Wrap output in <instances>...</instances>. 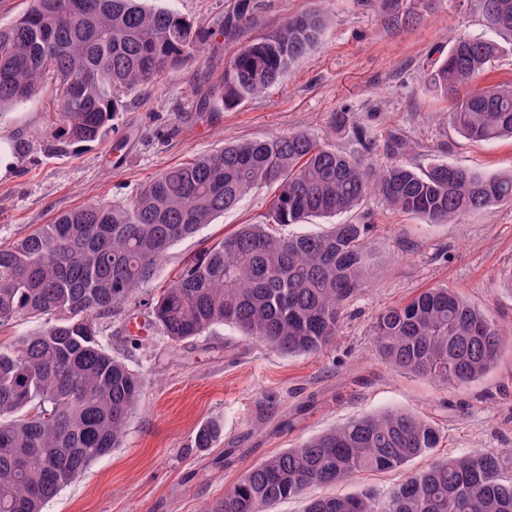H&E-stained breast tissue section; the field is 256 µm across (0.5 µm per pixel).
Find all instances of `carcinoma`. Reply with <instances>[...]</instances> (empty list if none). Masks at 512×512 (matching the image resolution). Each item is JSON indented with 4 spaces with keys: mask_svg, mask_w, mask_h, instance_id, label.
<instances>
[{
    "mask_svg": "<svg viewBox=\"0 0 512 512\" xmlns=\"http://www.w3.org/2000/svg\"><path fill=\"white\" fill-rule=\"evenodd\" d=\"M480 7L489 27L512 36V0H480ZM381 11L392 27L416 21L404 0H381ZM257 22L253 0H237L224 17V39L242 40L224 68L226 105L279 84L322 30L319 15L308 13L245 39ZM202 34L146 0H29L19 19L0 27V108L32 98L49 75L50 149L99 140L122 94L146 91L166 68L194 58ZM498 52L494 41L458 37L427 71L433 90L451 102L448 123L471 140L512 138V84L477 85ZM357 137L359 155L302 131L226 145L163 170L125 204L87 203L0 247V328L22 317L46 320L18 348L0 350V512H42L119 447L143 381L107 351L96 319L148 285L174 243L252 190L275 187L265 221L204 248L155 299V324L176 346L223 326L288 354L321 352L335 341L342 311L368 274V225L292 237L276 226L350 212L371 191L435 224L512 203V173L485 175L431 154L402 161L411 146L397 134L385 143L396 160L377 166L373 142ZM372 336L394 369L457 386L483 378L506 343L495 323L446 287L383 310ZM221 433L205 425L196 447H212ZM439 442L438 429L413 412L367 415L248 467L209 512H273L360 472L401 470ZM304 512H512V448L436 459L382 501L367 492L323 494Z\"/></svg>",
    "mask_w": 512,
    "mask_h": 512,
    "instance_id": "1",
    "label": "carcinoma"
}]
</instances>
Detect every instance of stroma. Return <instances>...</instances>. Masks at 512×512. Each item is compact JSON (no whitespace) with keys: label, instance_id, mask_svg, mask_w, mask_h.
Listing matches in <instances>:
<instances>
[{"label":"stroma","instance_id":"stroma-1","mask_svg":"<svg viewBox=\"0 0 512 512\" xmlns=\"http://www.w3.org/2000/svg\"><path fill=\"white\" fill-rule=\"evenodd\" d=\"M259 38L288 18L316 12L324 26L309 53L264 95L198 117L201 94L221 89L239 44L200 42L198 58L169 67L148 91H129L104 139L48 149L54 86L0 112V132L21 148L14 175L0 180V246L28 236L58 213L95 200L127 202L160 171L227 144L304 131L356 153L352 128L376 143L403 134L418 152L487 175L512 173V139L475 142L448 123V103L426 81L427 65L458 35L495 39L486 87L512 83V38L495 34L478 0H409L417 23L388 27L375 0H256ZM187 20L216 30L234 0H161ZM352 127L331 129L337 111ZM126 138L123 154L111 144ZM273 189L261 188L194 236L175 244L153 281L100 319L112 356L144 385L119 448L91 463L42 512H206L249 466L332 428L386 410H411L441 433L433 456L512 448V204L494 205L457 224H429L391 210L375 194L353 212L281 227L316 234L331 224L369 225L370 273L345 310L335 344L286 354L224 326L174 346L153 327L151 299L200 250L242 224H259ZM455 290L509 336L499 363L458 387L393 370L371 336L376 316L428 288ZM222 428L210 448L195 445L203 425Z\"/></svg>","mask_w":512,"mask_h":512}]
</instances>
